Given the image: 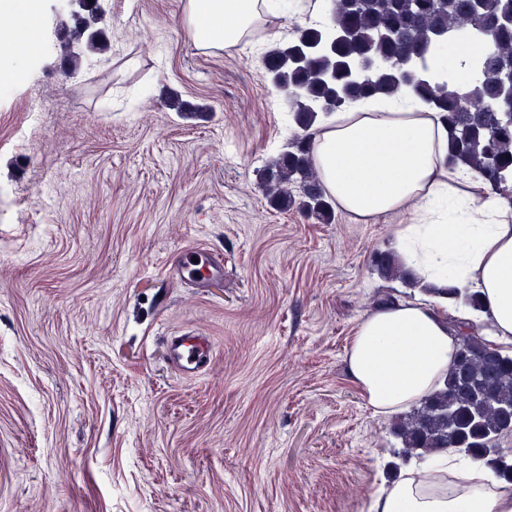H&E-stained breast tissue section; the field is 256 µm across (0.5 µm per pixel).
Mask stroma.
I'll return each instance as SVG.
<instances>
[{"mask_svg": "<svg viewBox=\"0 0 512 512\" xmlns=\"http://www.w3.org/2000/svg\"><path fill=\"white\" fill-rule=\"evenodd\" d=\"M183 0H73L41 64L0 55V512H369L401 478L345 352L388 298L404 212L319 224L259 187L295 131L256 47L209 54ZM224 259L202 286L168 268ZM210 337L197 379L166 336ZM194 259H198V263ZM170 271L181 280L204 284L220 277L224 273V264L212 257L205 246L194 244L181 251L178 261ZM375 266L384 277L398 278L402 282L409 279L408 272L402 270V264L394 252L380 253L375 260Z\"/></svg>", "mask_w": 512, "mask_h": 512, "instance_id": "obj_1", "label": "stroma"}]
</instances>
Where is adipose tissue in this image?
Returning a JSON list of instances; mask_svg holds the SVG:
<instances>
[{
    "label": "adipose tissue",
    "mask_w": 512,
    "mask_h": 512,
    "mask_svg": "<svg viewBox=\"0 0 512 512\" xmlns=\"http://www.w3.org/2000/svg\"><path fill=\"white\" fill-rule=\"evenodd\" d=\"M281 0H184L183 26L200 49L237 48L252 27L281 13ZM436 113L375 112L369 102L324 122L316 169L339 210L370 223L411 212L396 231L402 261L422 281L480 291L481 317L512 344V202L482 191L464 170L445 166ZM455 350L447 325L421 303L369 313L345 353L348 372L374 413H399L433 392ZM371 512H512V490L482 466L446 474L409 471Z\"/></svg>",
    "instance_id": "adipose-tissue-1"
}]
</instances>
